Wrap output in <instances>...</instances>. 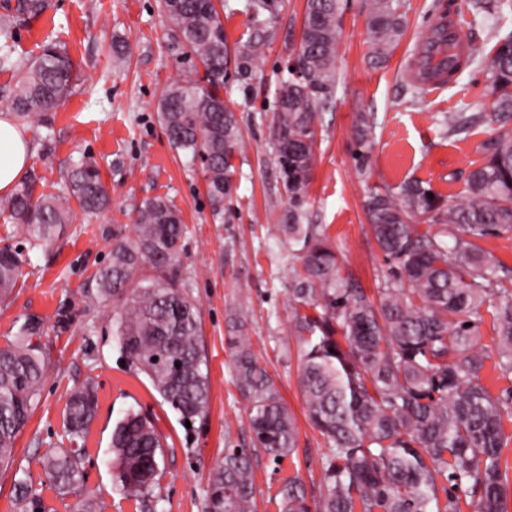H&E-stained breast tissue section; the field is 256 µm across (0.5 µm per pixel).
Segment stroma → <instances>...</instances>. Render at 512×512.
<instances>
[{
    "label": "stroma",
    "instance_id": "35a3bbf8",
    "mask_svg": "<svg viewBox=\"0 0 512 512\" xmlns=\"http://www.w3.org/2000/svg\"><path fill=\"white\" fill-rule=\"evenodd\" d=\"M449 0H399L406 27L386 60L371 55L366 22L370 0H348L336 58L331 106L322 111L309 187V216L336 251L341 273L369 299L396 271L378 248L367 222L370 192L417 179L436 195L452 199L468 171L484 160L490 126L444 136L437 124L451 112L489 111L493 96L488 66L497 32L512 31V0H456L468 40L483 55L455 81L412 97L407 85L417 45ZM305 0H281L273 32L249 87L224 83V98L236 112L242 141L234 158L231 205L214 223L198 163L169 140L157 114L162 88L185 64L171 48L159 0H49L37 19L18 21L16 55L28 61L45 43L66 48L75 77L68 95L50 115L51 125L19 124L34 146L21 180L34 195L58 194L67 172L82 159L99 168L110 204L86 215L72 203L73 221L52 244L35 245L21 227L0 215V248L23 261L10 303L0 304V347L27 320L41 328L46 375L31 418L15 444L16 466L37 492V512H73L77 500L102 503L106 512H206L208 479L229 448H251L255 512H279L278 490L291 476L305 484L309 501L323 485L325 437L309 422L300 390L301 350L293 330L288 288L296 259L273 230L280 217L271 208L282 185L270 131L276 87L297 43ZM122 56H114L113 42ZM367 116L372 135L358 145L355 127ZM161 197L183 216L187 232L178 269L200 309L210 400L206 415L184 424L123 355L112 334L111 304L102 302L95 275L112 252L113 234L131 233V210ZM243 309L246 332L261 355L298 427L296 448L280 460L251 447L249 410L234 382L224 336L230 309ZM93 382L97 414L81 446V483L59 493L43 481L47 453L68 447L63 411L72 387ZM150 417L163 437V458L153 486L135 496L116 489L111 437L127 410Z\"/></svg>",
    "mask_w": 512,
    "mask_h": 512
}]
</instances>
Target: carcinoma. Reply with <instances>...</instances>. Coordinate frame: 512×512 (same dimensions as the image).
Here are the masks:
<instances>
[{
    "mask_svg": "<svg viewBox=\"0 0 512 512\" xmlns=\"http://www.w3.org/2000/svg\"><path fill=\"white\" fill-rule=\"evenodd\" d=\"M394 0H371L367 37L372 57L383 59L397 45L405 23ZM46 0H17L15 14L36 18ZM174 48L191 70L165 85L159 119L176 148L204 159L206 194L213 220L224 221L232 193V162L241 129L224 102V75L234 66L249 84L254 62L268 41L277 0H251L253 30L230 48L224 34V0H160ZM343 18L341 0H306L295 51L310 76L288 75L276 91L272 137L275 164L288 210L277 231L296 256L293 324L302 344L300 385L306 415L328 439L324 492L309 505L304 483L284 480L281 512H509L507 471L501 468L512 420V388L493 394L483 383L485 360L512 378V267L484 252L477 240L512 233V33L500 38L489 65L495 94L489 113L450 112L440 125L449 134L484 122L498 124L484 145V163L469 170L456 199L444 204L418 180L398 191H375L365 203L379 249L398 266L394 280L371 301L340 274L335 251L308 223V192L315 164L318 109L333 100L336 55ZM0 73L16 77L9 89L17 119L44 123L70 89L72 61L56 43L22 67L13 58L11 25L0 24ZM429 44H424L414 88L431 80ZM68 194L33 198L24 185L0 204L36 244L55 240L71 223L70 197L90 214L109 204L96 164L85 160L68 173ZM426 229H421V226ZM186 225L167 200L143 201L132 234L116 235L111 262L96 274L97 294L121 305L112 324L125 357L150 380L182 420L209 408L206 357L199 307L179 277L176 255ZM19 252L0 250V301L12 294ZM492 316L494 349L483 342L479 323ZM247 318L234 311L225 342L236 387L248 404L254 447L276 459L291 454L296 421L275 381L261 364L245 331ZM29 322L0 347V466L14 463L15 440L40 394L45 362ZM179 367L172 369L167 361ZM88 381L75 388L63 420L70 440L83 438L96 414ZM117 487L127 495L150 487L158 475L162 437L142 414L129 411L112 431ZM84 449L63 448L43 461L47 482L67 491L81 479ZM16 499L36 495L28 473L15 471ZM446 500L439 503V491ZM252 458L233 448L213 471L207 512H254Z\"/></svg>",
    "mask_w": 512,
    "mask_h": 512,
    "instance_id": "cac0c4a2",
    "label": "carcinoma"
}]
</instances>
